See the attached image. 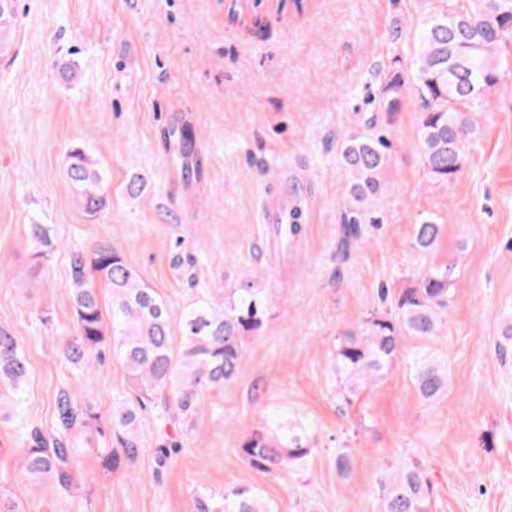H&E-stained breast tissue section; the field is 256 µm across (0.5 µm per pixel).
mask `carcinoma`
Here are the masks:
<instances>
[{
    "instance_id": "obj_1",
    "label": "carcinoma",
    "mask_w": 512,
    "mask_h": 512,
    "mask_svg": "<svg viewBox=\"0 0 512 512\" xmlns=\"http://www.w3.org/2000/svg\"><path fill=\"white\" fill-rule=\"evenodd\" d=\"M14 21L12 0H0V52L8 44ZM512 37V0H448L446 9L423 22L415 49L413 69L393 68L385 73L374 97V111L400 110L408 85L422 102L418 138L422 164L434 182L453 183L468 160L467 144L479 128L472 112L501 82L499 50ZM172 159L188 166L194 135L189 124L164 131ZM391 144L381 135L347 134L342 138L340 165L345 177L338 253L348 257L365 243V231L383 223L376 201L384 193L390 166ZM67 180L84 211L93 216L105 205L106 178L99 162L74 146L68 152ZM444 225L433 216L414 227L412 247L434 251ZM36 242L33 258H44L54 248L51 227L32 224ZM69 294L77 334L61 356L78 368L92 367L93 356L112 347L137 386V405L112 411V434L132 459L142 445L138 410L158 395L168 398L182 415L199 411L203 396L232 381L245 356L249 340L263 329L269 311L265 295L249 280L224 289V303L199 297L173 323L166 299L130 266L110 240L70 255ZM457 277L452 263L428 266L411 285L394 295L384 294L389 308L374 311L362 323L343 329L336 338L335 370L340 394L351 404L402 356V339H429L438 335L448 313ZM110 290L109 315L98 286ZM414 378L420 396L432 401L447 387V374L438 363H416ZM31 369L21 346L10 332L0 329V414L11 413L23 401ZM100 417L92 406L79 404L60 392L55 398V429L31 431L21 442L20 456L27 475L47 481L62 492L75 481V439ZM314 448V434L301 425L265 423L242 438L240 458L253 470L283 475L304 467ZM433 488L423 470L406 466L386 489L382 512H433ZM195 512H273L255 487L232 486L222 495L197 493Z\"/></svg>"
}]
</instances>
